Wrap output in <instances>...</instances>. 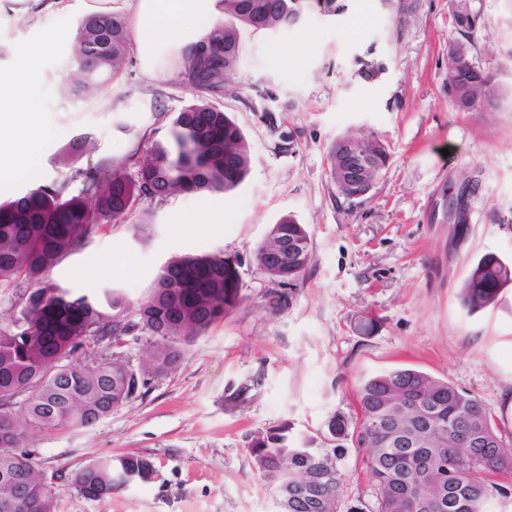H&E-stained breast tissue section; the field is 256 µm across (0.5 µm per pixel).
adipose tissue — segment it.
I'll list each match as a JSON object with an SVG mask.
<instances>
[{
  "label": "adipose tissue",
  "instance_id": "ef3b65f1",
  "mask_svg": "<svg viewBox=\"0 0 512 512\" xmlns=\"http://www.w3.org/2000/svg\"><path fill=\"white\" fill-rule=\"evenodd\" d=\"M137 59L144 72L155 70L162 48L174 53L211 32L221 16L217 0H132ZM42 46L31 45L15 53L8 74H0V182L23 177L35 165L44 139L37 100L21 98V90L41 69Z\"/></svg>",
  "mask_w": 512,
  "mask_h": 512
}]
</instances>
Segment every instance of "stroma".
Returning <instances> with one entry per match:
<instances>
[{"instance_id":"stroma-1","label":"stroma","mask_w":512,"mask_h":512,"mask_svg":"<svg viewBox=\"0 0 512 512\" xmlns=\"http://www.w3.org/2000/svg\"><path fill=\"white\" fill-rule=\"evenodd\" d=\"M40 24L0 14V70L12 49L76 29L85 0ZM276 34L244 32L234 82L212 102L243 130L252 166L233 193L181 195L151 204L148 242L132 224L105 226L64 257L48 282L90 296L119 289L146 301L171 258L221 253L236 263L242 304L190 345L148 393L84 429L43 434L28 448L61 474L54 512H275L248 445L287 427L327 447L332 416L353 417L360 380L395 368L424 371L477 398L512 432V284L495 306L468 312L461 289L472 263L492 252L512 262V0H469L478 27L461 36L450 0H338ZM464 40L491 78L492 100L458 112L448 94V44ZM288 54L279 64L272 50ZM74 47L56 41L30 94L46 137L33 171L0 184V202L30 185L61 180L56 155L82 133L91 158L122 160L135 145L166 140L176 112L197 98L165 55L144 73L136 55L92 100L63 97ZM347 133L391 147L372 191L349 200L328 172V150ZM474 191L465 224L449 223L448 196ZM223 204L224 219L196 223ZM292 216L313 248L295 286L269 280L254 252L271 224ZM373 320L370 334L359 325ZM136 455L158 475L104 500L72 482L94 459ZM342 505L375 508L361 452L337 459Z\"/></svg>"}]
</instances>
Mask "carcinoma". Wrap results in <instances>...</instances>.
I'll return each mask as SVG.
<instances>
[{
    "label": "carcinoma",
    "instance_id": "1",
    "mask_svg": "<svg viewBox=\"0 0 512 512\" xmlns=\"http://www.w3.org/2000/svg\"><path fill=\"white\" fill-rule=\"evenodd\" d=\"M224 21L190 45L179 64L192 87L219 95L232 83L243 45L241 30L271 34L311 4L331 8L335 0H221ZM454 27L469 34L478 16L455 0ZM76 56L62 91L75 101L96 94L124 67L130 29L124 16L89 14L76 29ZM448 70L452 105L468 112L487 101L491 79L472 63L466 45ZM358 141L359 154L342 149ZM89 136L70 147L71 173L60 182L24 188L0 203V289L12 290V314L0 319V512H53L57 483L23 450L25 442L52 430L90 427L147 393L168 374L187 346L237 308L241 285L233 261L219 254L175 257L158 275L149 299L137 306L117 290L89 297L44 281V275L81 242L107 224H122L145 200L182 194L230 193L248 176L252 155L241 128L224 110L198 98L171 123L170 139L136 148L122 161L101 159L79 166ZM390 158L373 136L343 135L331 146L328 171L340 193L344 167L373 162L376 182ZM312 259L311 238L302 224L284 217L272 225L255 251L258 267L281 285L295 286ZM512 283V265L494 253L474 262L462 288L469 310L494 305ZM146 335L145 360L137 365L114 355L74 364L68 358L92 344ZM354 422L332 417L333 448L288 439L276 429L254 437L248 451L259 475L279 501L277 512H341L344 474L334 465L349 443L365 453L377 490L376 512H488L496 497H512V452L501 428L474 395L412 368L369 376L358 384ZM24 403L17 414L13 405ZM155 464L143 457L95 460L74 475L89 499H103L130 480L151 481ZM24 485L23 505L13 487Z\"/></svg>",
    "mask_w": 512,
    "mask_h": 512
}]
</instances>
